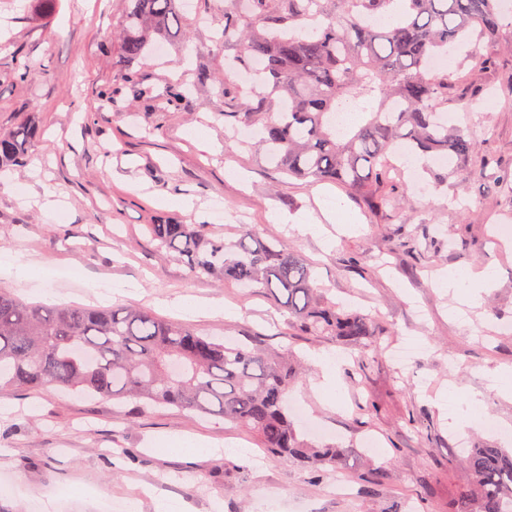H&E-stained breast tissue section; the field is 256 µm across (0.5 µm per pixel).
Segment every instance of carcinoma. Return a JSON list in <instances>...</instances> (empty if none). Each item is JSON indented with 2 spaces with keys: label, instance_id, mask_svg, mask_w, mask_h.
<instances>
[{
  "label": "carcinoma",
  "instance_id": "1",
  "mask_svg": "<svg viewBox=\"0 0 512 512\" xmlns=\"http://www.w3.org/2000/svg\"><path fill=\"white\" fill-rule=\"evenodd\" d=\"M177 0H128L120 21L121 52L133 64L180 24ZM393 0H224L222 37L233 61L253 69L248 87L224 83L239 111L235 126L254 128L265 161L290 178L328 180L362 194L372 208H404L387 174L389 158L407 148L432 158L472 160V128L440 121L459 88L494 65L479 54L464 77L435 72L476 31L489 40L512 20L501 0H404L405 12L383 21ZM31 133L0 131V171L29 160ZM159 245L190 273L218 283L263 288L306 334L334 336L358 361L378 357L383 332L367 316L316 298L311 266L284 240L252 228L216 238L205 224H150ZM296 373L288 353H267L252 337L229 342L185 323L132 308L29 304L0 289V387L53 386L65 395L173 405L217 415L257 435L274 455L313 471L346 459L345 448L314 445L296 430L288 391ZM463 465L471 484L455 512H512V451L472 448Z\"/></svg>",
  "mask_w": 512,
  "mask_h": 512
}]
</instances>
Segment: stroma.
I'll return each mask as SVG.
<instances>
[{
  "label": "stroma",
  "instance_id": "35a3bbf8",
  "mask_svg": "<svg viewBox=\"0 0 512 512\" xmlns=\"http://www.w3.org/2000/svg\"><path fill=\"white\" fill-rule=\"evenodd\" d=\"M180 33L142 61L126 81L116 31L125 0H58L51 17L39 16L32 0H0V131L29 126V166L10 170L0 184V264L21 253L47 268L40 281L0 276V288L30 303L99 305L95 284L135 282L134 297L116 296L113 307L135 306L176 319L167 300L193 295L234 307L235 317H193L194 328L216 338L254 337L268 349L288 344L306 363L288 394L308 420H296L310 441L351 449L337 467L312 476L295 460L263 452L253 433L218 417L173 406L139 408L127 402L67 396L48 387L0 391L11 413L0 415V478L12 488L0 494V512H155L169 500L171 512H453L457 494L470 481L461 460L469 449L497 445L512 430V397L489 390L488 379L512 366V245L496 235L512 226V196L483 192L488 175L470 165L449 175L447 167L416 162L417 180L395 165L388 176L409 204L402 214L372 211L369 201L344 186L291 179L243 148L224 144V115L236 111L224 95L223 46L214 32L224 23V0H178ZM496 64L478 74L484 88L470 107L450 104L456 124L483 131L478 153L494 159L493 172L512 171V103L502 88L512 79V44L500 39ZM27 64L26 81L14 79ZM211 71L215 84L195 87L180 106L159 96L196 68ZM119 92L107 105L104 89ZM204 124L213 139L188 136ZM243 173L224 176L226 163ZM336 205V221L354 223L333 245L321 236L298 234L296 217L319 214L317 188ZM52 191L63 210L48 217L35 201ZM30 204H23L21 194ZM193 203L183 211L163 205L166 196ZM277 221H268L269 212ZM205 219L221 236L242 225L263 237L288 241L310 265L316 295L371 316L385 328V352L367 364L333 336H310L293 328L286 312L260 288H243L192 277L185 264L152 239L148 225L194 224ZM407 240L411 249L400 248ZM493 266L497 281L465 323L451 317L458 302L436 283L446 270ZM424 350L399 367L391 351L407 337ZM342 352L341 387L321 388L314 355ZM482 395L480 412L494 429L452 426L449 388ZM171 436L203 438L218 451L193 455L156 449ZM374 439L379 453L364 445ZM382 473L368 490L370 471ZM152 496L139 497V484ZM346 486V493L334 490Z\"/></svg>",
  "mask_w": 512,
  "mask_h": 512
}]
</instances>
